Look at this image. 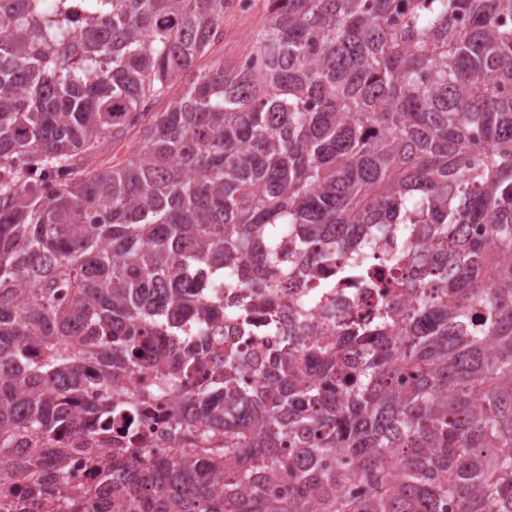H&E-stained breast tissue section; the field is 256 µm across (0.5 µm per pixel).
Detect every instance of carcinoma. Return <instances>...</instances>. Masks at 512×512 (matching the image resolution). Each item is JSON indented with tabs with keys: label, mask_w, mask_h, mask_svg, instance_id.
Returning <instances> with one entry per match:
<instances>
[{
	"label": "carcinoma",
	"mask_w": 512,
	"mask_h": 512,
	"mask_svg": "<svg viewBox=\"0 0 512 512\" xmlns=\"http://www.w3.org/2000/svg\"><path fill=\"white\" fill-rule=\"evenodd\" d=\"M229 2L0 0L3 498L512 512V0H267L251 66L153 111ZM359 238L392 269L358 266L378 319L337 315L334 282L297 302L298 269ZM204 273L260 315L319 316L315 337L243 364ZM147 354L192 422L165 458L142 430L155 392L113 393ZM114 443L131 455L105 469ZM75 454L94 495L62 479Z\"/></svg>",
	"instance_id": "cac0c4a2"
}]
</instances>
